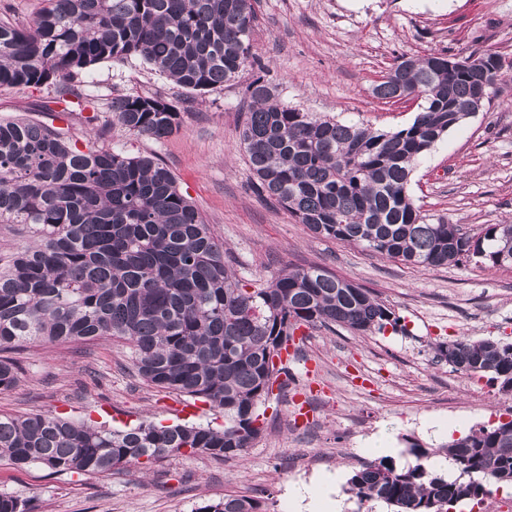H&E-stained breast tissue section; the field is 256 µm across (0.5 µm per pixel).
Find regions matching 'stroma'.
Returning <instances> with one entry per match:
<instances>
[{
    "mask_svg": "<svg viewBox=\"0 0 512 512\" xmlns=\"http://www.w3.org/2000/svg\"><path fill=\"white\" fill-rule=\"evenodd\" d=\"M256 13V50L281 102L384 131L406 128L417 111L416 100L372 93L397 57L491 49L512 61V0H258ZM251 78L244 73L200 96L132 57L100 63L81 86L114 149L154 157L172 171L224 242L243 285L259 288L281 269L320 266L373 292L399 325L367 333L307 329L288 363L284 395L262 404L264 430L242 456L179 453L91 476L0 460V492L29 499L34 512H194L227 495L263 498L267 512H301L293 491L311 485L340 501L342 512H361L347 480L371 461L369 439L391 437L403 465L408 441L434 448L512 416V399L496 385L435 356L438 344L463 337L512 342V267L478 258L409 266L313 236L263 200L239 140ZM133 94L172 101L182 112L180 129L159 140L129 134L114 122L112 101ZM52 95L48 87H1L0 120L47 121L40 106ZM410 194L424 213L475 237L486 225L512 222V73L421 161ZM130 357L126 343L112 340L26 348L16 355V385L0 391V415H63L115 428L145 419L223 427V410L148 384ZM302 389L310 414L298 420L292 398Z\"/></svg>",
    "mask_w": 512,
    "mask_h": 512,
    "instance_id": "obj_1",
    "label": "stroma"
}]
</instances>
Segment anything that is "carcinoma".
I'll use <instances>...</instances> for the list:
<instances>
[{
    "label": "carcinoma",
    "mask_w": 512,
    "mask_h": 512,
    "mask_svg": "<svg viewBox=\"0 0 512 512\" xmlns=\"http://www.w3.org/2000/svg\"><path fill=\"white\" fill-rule=\"evenodd\" d=\"M29 26L0 23V86H48L53 102L81 112L76 84L102 62L138 57L197 94L224 89L244 71L240 141L254 190L317 236L414 267L457 264L470 254L512 266V224L474 238L461 225L428 218L409 192L418 162L481 107L512 61L492 50L448 71V52L395 59L373 88L381 99L421 100L412 123L380 131L282 103L253 51L255 0H44ZM130 133L161 139L181 112L160 96L112 100ZM0 223L19 224L30 244L0 262V391L18 381L8 354L42 344L118 338L138 376L224 410V429L141 422L124 430L40 413L0 416V458L55 474L92 475L172 454L239 457L263 432L258 406L283 371V338L303 325L366 333L399 318L357 283L319 266L285 269L248 291L224 243L150 156L130 157L92 128L75 139L51 124L0 121ZM436 358L512 389V343L456 340ZM414 461L364 463L347 480L361 502L393 512H448L512 484V421L483 426L438 448L411 442ZM0 512H32L0 493ZM195 512H267L256 497L226 496Z\"/></svg>",
    "instance_id": "obj_1"
}]
</instances>
